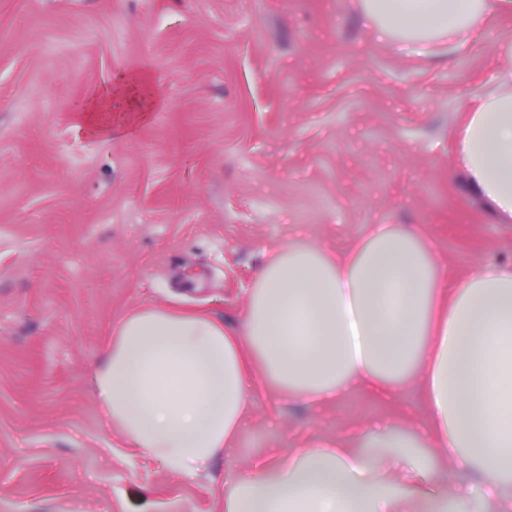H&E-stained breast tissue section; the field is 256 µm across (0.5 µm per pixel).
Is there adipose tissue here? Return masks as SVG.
<instances>
[{
    "label": "adipose tissue",
    "mask_w": 512,
    "mask_h": 512,
    "mask_svg": "<svg viewBox=\"0 0 512 512\" xmlns=\"http://www.w3.org/2000/svg\"><path fill=\"white\" fill-rule=\"evenodd\" d=\"M381 27L456 47L481 38L488 14L512 0H365ZM498 90L466 105L455 131L457 168L498 223L512 224V45ZM234 337L200 312L147 308L115 325L94 379L113 433L185 479L231 446L261 389L327 400L346 389L392 398L423 390L437 464L404 454L390 433L371 458L352 448H293L224 477V512H499L512 484V264L455 284L420 237L378 227L356 249L328 256L278 247L259 264ZM483 473L473 502L454 476ZM413 487L402 497L390 487Z\"/></svg>",
    "instance_id": "adipose-tissue-1"
}]
</instances>
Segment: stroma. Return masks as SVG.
I'll use <instances>...</instances> for the list:
<instances>
[{
    "label": "stroma",
    "instance_id": "1",
    "mask_svg": "<svg viewBox=\"0 0 512 512\" xmlns=\"http://www.w3.org/2000/svg\"><path fill=\"white\" fill-rule=\"evenodd\" d=\"M508 44L511 15L459 49L381 34L363 0H0V512H224L244 459L408 421L407 455L430 462L419 386L265 392L185 480L112 435L92 378L134 311L242 335L282 243L333 254L410 227L440 270L512 262V224L454 160Z\"/></svg>",
    "mask_w": 512,
    "mask_h": 512
}]
</instances>
